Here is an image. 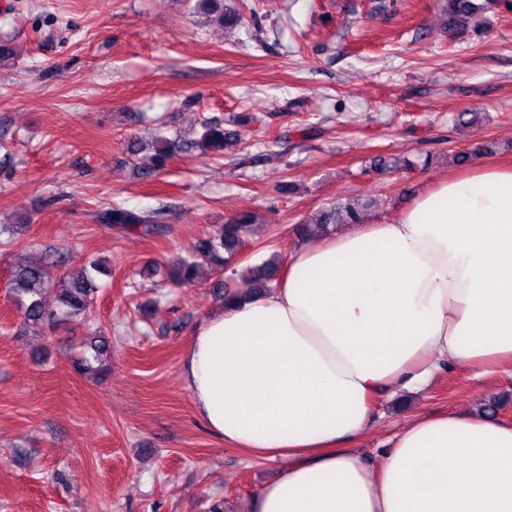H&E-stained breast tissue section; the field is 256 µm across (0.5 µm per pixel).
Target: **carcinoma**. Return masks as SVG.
<instances>
[{
    "label": "carcinoma",
    "instance_id": "obj_1",
    "mask_svg": "<svg viewBox=\"0 0 512 512\" xmlns=\"http://www.w3.org/2000/svg\"><path fill=\"white\" fill-rule=\"evenodd\" d=\"M497 6V0H445L444 10L450 32L463 33L468 28L479 25L485 11ZM198 7L213 17V22L225 29H236L242 24L241 10L224 7V0H199ZM244 123L232 120L228 123L221 119H207L201 122L202 132L194 145L197 151L206 155L222 151L227 146L242 142ZM185 150L181 139L160 135L155 139V153L152 163L143 169L142 176L151 178L162 171L167 161L177 152ZM361 209L345 201L331 204L322 209L314 220L323 229L335 224H358ZM102 224L138 225L146 234H153L158 226L165 223L164 208L148 210L128 209L120 204H112L98 215ZM253 217L240 215L230 219L218 230L199 237L187 250L171 264L149 269L147 276H160L175 287H190L199 283L208 272H221L242 250L249 234ZM281 255L274 253L267 261L247 268L241 283L235 289L225 293L224 300L242 299V293L270 287L280 277ZM104 272L99 263L92 261L89 267L77 275L60 274L51 263L20 264L13 268L10 282L11 293L20 309L24 323H47L49 325L74 319L85 318L91 313L98 292L96 275ZM51 291L55 294L57 310L48 313L43 304V296ZM110 350V340L106 336L93 334L85 342L77 370L83 374L104 370L102 357Z\"/></svg>",
    "mask_w": 512,
    "mask_h": 512
}]
</instances>
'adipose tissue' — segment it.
I'll list each match as a JSON object with an SVG mask.
<instances>
[{"mask_svg": "<svg viewBox=\"0 0 512 512\" xmlns=\"http://www.w3.org/2000/svg\"><path fill=\"white\" fill-rule=\"evenodd\" d=\"M451 363L512 369V164L301 246L278 288L202 317L182 373L211 434L283 461L251 512H512V423L420 414L357 446L381 397Z\"/></svg>", "mask_w": 512, "mask_h": 512, "instance_id": "obj_1", "label": "adipose tissue"}]
</instances>
